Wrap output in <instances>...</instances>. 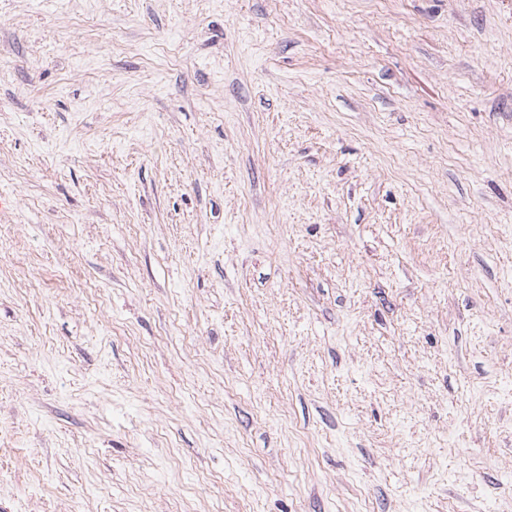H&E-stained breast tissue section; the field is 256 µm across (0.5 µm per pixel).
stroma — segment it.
<instances>
[{
  "label": "stroma",
  "mask_w": 512,
  "mask_h": 512,
  "mask_svg": "<svg viewBox=\"0 0 512 512\" xmlns=\"http://www.w3.org/2000/svg\"><path fill=\"white\" fill-rule=\"evenodd\" d=\"M0 512H512V0H0Z\"/></svg>",
  "instance_id": "1"
}]
</instances>
